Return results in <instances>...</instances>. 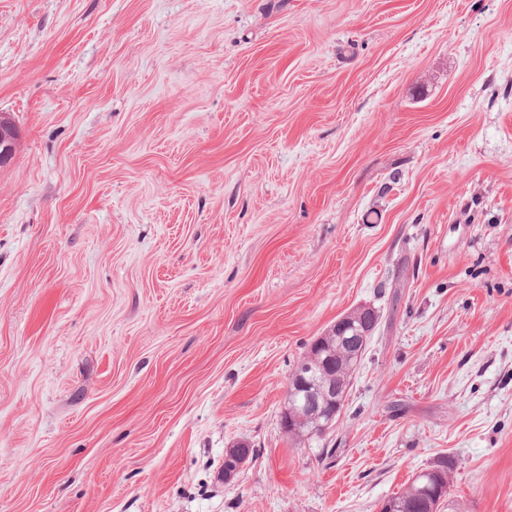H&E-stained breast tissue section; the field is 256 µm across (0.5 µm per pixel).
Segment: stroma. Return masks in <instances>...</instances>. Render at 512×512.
I'll return each mask as SVG.
<instances>
[{
  "label": "stroma",
  "instance_id": "stroma-1",
  "mask_svg": "<svg viewBox=\"0 0 512 512\" xmlns=\"http://www.w3.org/2000/svg\"><path fill=\"white\" fill-rule=\"evenodd\" d=\"M1 112L0 512H512V0H0ZM18 138V131L11 120L5 113H0V157H9L15 151V144ZM376 311L371 307L363 306L356 308L336 320V324L326 336H320L314 341V348L318 352V360L315 363L314 355L316 351L311 343L305 355L297 360L294 364L291 373L294 371L305 368L313 367L317 371L316 364L331 366V354L333 353L332 341L333 337L338 340L342 346L356 350L361 348L365 336H368L372 331L373 319L375 318ZM321 357V355H324ZM356 364L351 360L347 353L340 355L336 360L335 375L332 374L321 375L316 372L319 381L322 384H333L336 389H341L350 384L353 372L356 369ZM316 387L312 379L307 378L305 375L291 374L288 382V393L292 396V400H296L297 395L303 394V401L301 406L296 404L285 408L284 413L288 416V422L292 425L293 415H301L304 412L314 411L318 414L325 413L328 418V424L332 423L337 414L338 408L341 403L346 399L347 390L336 394V389L331 386ZM315 388V389H314ZM318 389V393H314ZM314 393V394H313ZM313 394V395H312ZM335 394V395H334ZM319 396H321L323 403H319ZM337 406V409H336ZM282 415V416H283ZM454 464L448 459V456H441L434 465L425 470L434 469L437 479L435 482L427 484V478H412L408 486L399 494L391 498H396L405 502L409 511L407 512H433L431 506L436 500L434 496L436 485L439 479L448 485V494L450 489V476L453 471Z\"/></svg>",
  "mask_w": 512,
  "mask_h": 512
}]
</instances>
